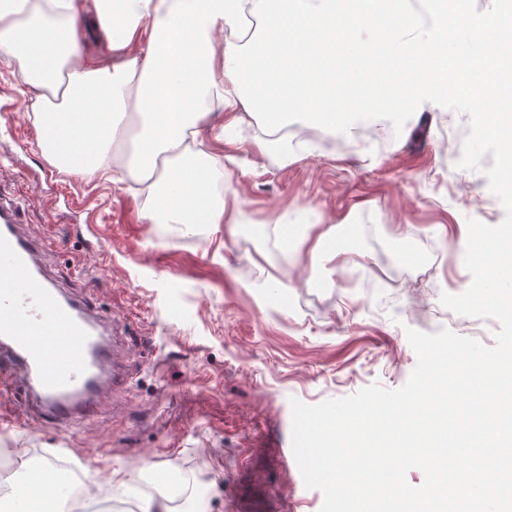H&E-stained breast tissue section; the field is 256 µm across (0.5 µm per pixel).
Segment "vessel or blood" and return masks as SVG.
<instances>
[{
	"instance_id": "b4317fda",
	"label": "vessel or blood",
	"mask_w": 512,
	"mask_h": 512,
	"mask_svg": "<svg viewBox=\"0 0 512 512\" xmlns=\"http://www.w3.org/2000/svg\"><path fill=\"white\" fill-rule=\"evenodd\" d=\"M45 243L25 233L19 205L0 197V389L60 427L97 416L131 374L118 358V324L76 295L44 262Z\"/></svg>"
}]
</instances>
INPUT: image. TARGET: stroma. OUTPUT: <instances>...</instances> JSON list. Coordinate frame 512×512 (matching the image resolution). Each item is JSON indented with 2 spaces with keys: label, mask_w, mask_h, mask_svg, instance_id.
I'll use <instances>...</instances> for the list:
<instances>
[{
  "label": "stroma",
  "mask_w": 512,
  "mask_h": 512,
  "mask_svg": "<svg viewBox=\"0 0 512 512\" xmlns=\"http://www.w3.org/2000/svg\"><path fill=\"white\" fill-rule=\"evenodd\" d=\"M17 65L0 62V194L22 201L23 229L46 240L49 269L89 292L124 329L131 382L97 418L65 430L18 419V395L0 392V460L13 481L53 456L76 462L91 496L86 512L137 505L180 471L169 512H232L234 500L264 512H320L323 495L270 453L291 438V399L317 404L379 384L404 385L417 363L405 330L447 328L493 345L499 325L457 315L442 293H463L471 275L457 259L467 219L501 223L486 176L459 168L448 128L464 123L439 101L401 117L396 137L371 124L322 153L291 142L280 165L253 146L258 128L221 146L241 224H147L150 202L127 176L89 178L40 151ZM321 216L284 239L278 217ZM336 224L374 225L335 264ZM407 238L419 252L397 254Z\"/></svg>",
  "instance_id": "stroma-1"
}]
</instances>
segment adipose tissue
I'll list each match as a JSON object with an SVG mask.
<instances>
[{
	"instance_id": "1",
	"label": "adipose tissue",
	"mask_w": 512,
	"mask_h": 512,
	"mask_svg": "<svg viewBox=\"0 0 512 512\" xmlns=\"http://www.w3.org/2000/svg\"><path fill=\"white\" fill-rule=\"evenodd\" d=\"M95 26L112 62L85 57L89 25L82 0H0V54L16 61L29 87L38 145L53 162L82 175L125 170L152 202V224H220L230 200L224 158L211 146L214 117L222 137L245 114L270 129L294 115L319 122L332 137L356 139L363 124L449 98L465 113L476 157L499 146L479 98L449 94L409 14L391 8L382 37L364 15L336 30L342 0H94ZM260 23L246 36L247 17ZM347 41L368 70L381 73L382 97L361 98L345 120L326 70L336 67V41Z\"/></svg>"
}]
</instances>
